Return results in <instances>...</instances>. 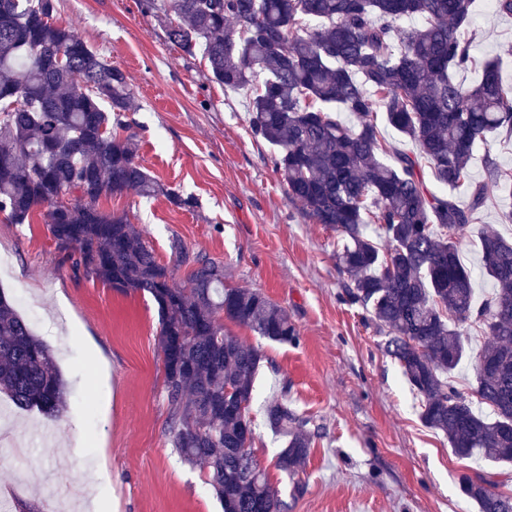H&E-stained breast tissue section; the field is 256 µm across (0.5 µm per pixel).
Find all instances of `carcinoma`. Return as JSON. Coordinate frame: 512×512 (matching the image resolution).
I'll return each instance as SVG.
<instances>
[{
	"instance_id": "cac0c4a2",
	"label": "carcinoma",
	"mask_w": 512,
	"mask_h": 512,
	"mask_svg": "<svg viewBox=\"0 0 512 512\" xmlns=\"http://www.w3.org/2000/svg\"><path fill=\"white\" fill-rule=\"evenodd\" d=\"M174 17L169 42L201 52L213 82L243 89L254 136L271 145L289 197L316 224L336 231L346 301L384 335L416 393L421 420L453 453L512 465V241L486 228L481 265L495 288L475 301L461 238L486 200V184L508 186L490 157L487 183L470 182L477 148L512 130V85L493 63L473 86L457 83L472 63L466 30L473 0H143ZM56 0H0V213L28 224L38 210L64 260L112 290L147 293L158 308L168 429L182 460L207 472L223 512H286L288 505L250 451L249 407L262 354L224 332V317L274 342L297 341L288 314L259 291L224 287V265L171 251L191 266L173 281L124 213L96 206L104 194L166 189L138 162V141L120 136L135 109L127 75L54 21ZM421 25L397 35L395 23ZM356 119L348 126L341 113ZM415 145L395 151L380 122ZM427 163L442 193L428 190ZM470 185L468 203L454 190ZM71 196L58 209V196ZM376 224L379 239L367 234ZM482 326L469 346L465 326ZM470 363L474 398L453 373ZM233 389L239 410L224 402ZM0 396L46 417L63 414L67 383L51 349L0 291ZM490 408L486 414L482 406ZM265 420L286 439L276 467L295 480L311 448L312 420L284 401ZM484 475L461 492L478 512H512V497Z\"/></svg>"
}]
</instances>
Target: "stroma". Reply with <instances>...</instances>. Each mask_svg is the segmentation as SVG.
<instances>
[{"label": "stroma", "mask_w": 512, "mask_h": 512, "mask_svg": "<svg viewBox=\"0 0 512 512\" xmlns=\"http://www.w3.org/2000/svg\"><path fill=\"white\" fill-rule=\"evenodd\" d=\"M56 20L126 73L136 108L128 132L139 161L166 188L192 199L101 196L126 213L175 283L189 266L172 239L224 265V284L264 293L285 310L297 342L278 343L228 321L226 332L259 349L250 415L252 451L289 512H478L461 494L462 476L498 468L456 457L426 427L399 365L362 310L343 299L336 233L304 216L288 195L274 150L254 138L243 93L211 82L201 55L168 42L166 20L140 0H58ZM468 34L475 66L457 71L470 86L495 60L512 84V16L474 0ZM512 240V193L489 187L461 247L478 295L493 287L480 267L481 228ZM0 290L54 351L69 384L66 411L49 420L9 408L0 441L27 460L0 466V496L11 512H222L205 471L184 464L167 431L157 306L74 274L42 214L27 224L0 215ZM287 396L317 434L299 478L302 494L275 466L282 442L264 409Z\"/></svg>", "instance_id": "stroma-1"}]
</instances>
